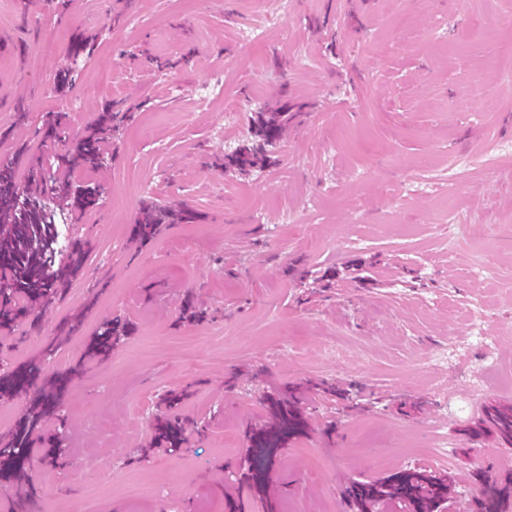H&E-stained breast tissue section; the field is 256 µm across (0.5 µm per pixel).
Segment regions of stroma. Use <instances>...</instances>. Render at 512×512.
Masks as SVG:
<instances>
[{"label": "stroma", "instance_id": "obj_1", "mask_svg": "<svg viewBox=\"0 0 512 512\" xmlns=\"http://www.w3.org/2000/svg\"><path fill=\"white\" fill-rule=\"evenodd\" d=\"M60 3L0 9L14 34L0 45V162L24 147L25 186L29 162H53V113L75 132L111 107L130 119L108 132L101 173L69 174L96 180L97 205L72 208L48 180L37 191L59 234L90 250L74 290L28 301L40 326L0 328V438L46 441L0 455V507L80 512L94 493L102 512H350L352 484L424 470L453 479L449 512H472L482 478L512 477L475 411L480 397L512 405V172L495 165L512 151V93L493 63L512 0ZM244 27L262 39L242 43ZM47 30L68 85L43 75ZM77 31L94 43L75 56ZM218 78L223 100L200 103ZM281 107L292 119L267 163L226 170V153L256 142L259 114ZM146 202L198 218L142 244ZM189 297L206 320L184 318ZM116 315L133 331L103 359L92 344ZM330 339L347 364L326 357ZM454 345L460 357L433 362ZM287 388L308 429L261 497L244 477L246 434ZM182 389L181 413L206 431L178 452L152 446L160 394ZM59 415L67 464L50 469ZM106 440L113 456H96ZM439 441L447 462L413 457ZM373 448L393 464L377 467Z\"/></svg>", "mask_w": 512, "mask_h": 512}]
</instances>
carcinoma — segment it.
<instances>
[{
  "mask_svg": "<svg viewBox=\"0 0 512 512\" xmlns=\"http://www.w3.org/2000/svg\"><path fill=\"white\" fill-rule=\"evenodd\" d=\"M118 117L117 112H103L98 128L72 140L69 114L56 113L49 133L62 145L56 154L58 168L70 171H97L102 168L104 156L101 142L108 123L116 122ZM284 124L285 115L281 112H271L262 117L257 128L259 143L244 145L224 156V166L246 171L260 165L265 147L281 139ZM52 189L61 199L74 198V205L79 209L92 207L99 200L98 187L94 183L80 185L59 178L54 181ZM165 220L166 216L155 208H144L141 222L135 225L137 236L141 239L152 237ZM0 224L11 225V232L0 237V260L6 262L4 272L13 284V287L0 291V321L8 324L29 315L30 309L21 305L22 300L42 298L51 301L80 272L81 266L77 260L64 267H57L48 261L44 253L45 235L50 233L47 214L37 195L20 186L15 166L11 163L0 165ZM123 333L124 326L119 318L104 322L97 348L108 351ZM268 408L273 422L268 427L251 432V447L283 448L290 438L306 431L307 424L299 411L295 394L272 398ZM487 422L503 441L512 443V406L492 409L487 415ZM157 436L174 449L183 448L187 442L184 424L178 418L160 422ZM447 493L446 481L420 471L397 472L382 481L350 487L355 512H382L388 501L394 498L412 500L416 504V512H431V506ZM511 498L512 482H492L484 488L476 512H501L502 503Z\"/></svg>",
  "mask_w": 512,
  "mask_h": 512,
  "instance_id": "1",
  "label": "carcinoma"
}]
</instances>
